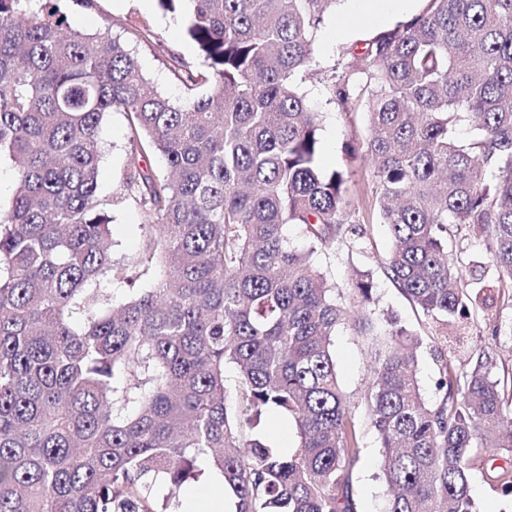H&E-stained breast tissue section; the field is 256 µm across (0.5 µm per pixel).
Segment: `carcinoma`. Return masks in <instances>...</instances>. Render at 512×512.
Here are the masks:
<instances>
[{"label":"carcinoma","instance_id":"carcinoma-1","mask_svg":"<svg viewBox=\"0 0 512 512\" xmlns=\"http://www.w3.org/2000/svg\"><path fill=\"white\" fill-rule=\"evenodd\" d=\"M334 2L158 0L187 17L202 59L195 73L173 58L190 91L174 100L118 38L71 29L57 0H0V161L15 185L0 208V512H172L203 459L233 512H354L361 439L333 336L376 335L372 281H353L348 305L315 262L365 231L344 174L320 166L319 113L297 83ZM363 61L369 82L350 59L329 93L368 104L384 272L463 352L436 349L443 397L430 403L422 339L387 319L368 398L384 512H479L473 473L512 494V397L495 350L460 334L492 291L512 293V0H425ZM113 111L150 231L127 264L112 260L98 182ZM460 122L475 130L465 141ZM154 152L163 173L138 165ZM463 228L483 248L454 260ZM105 278L129 294L112 301ZM269 414L295 423L286 452L258 431Z\"/></svg>","mask_w":512,"mask_h":512}]
</instances>
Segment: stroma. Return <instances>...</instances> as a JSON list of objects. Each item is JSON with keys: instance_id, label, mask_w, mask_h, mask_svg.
Masks as SVG:
<instances>
[{"instance_id": "1", "label": "stroma", "mask_w": 512, "mask_h": 512, "mask_svg": "<svg viewBox=\"0 0 512 512\" xmlns=\"http://www.w3.org/2000/svg\"><path fill=\"white\" fill-rule=\"evenodd\" d=\"M59 5L71 27L87 33L111 31L114 37L134 48L144 73L159 88L177 100L185 96L186 88L174 78L170 60L179 57L194 70L200 69L201 60L195 44L185 33L184 18L164 13L158 0H94L89 6L82 4L81 0H60ZM423 6L424 0H391L386 7L385 18L369 23L361 16L356 0H337L336 5L324 14L315 33L314 62L303 78L300 90L311 109L321 115L322 167L328 172L347 171L349 193L354 204L351 220L367 230L364 240L367 256H360L343 245L319 254L321 271L342 292L348 291L358 274L369 273L374 288L376 319L393 313L401 323L428 336L434 332L431 320L398 292L379 264L380 258L389 252L391 241L386 226L379 221L378 202L373 191V167L362 157H352L344 151L345 146L359 148L368 140L366 110L362 107L345 109L332 102L325 80L338 61L363 55L374 37L418 14ZM342 18L348 19L349 30L344 36L333 37V27ZM142 21L148 23L151 35L139 40L133 30ZM127 136L125 114L117 111L107 113L101 123L106 155L101 163L99 179L105 192L112 196V257L121 263L135 260L148 243L143 209L122 184V173L129 157ZM334 348L338 382L353 408L362 439V456L352 470L357 512H383L384 485L376 466L380 443L365 409L374 347L366 337L340 328L336 331Z\"/></svg>"}]
</instances>
